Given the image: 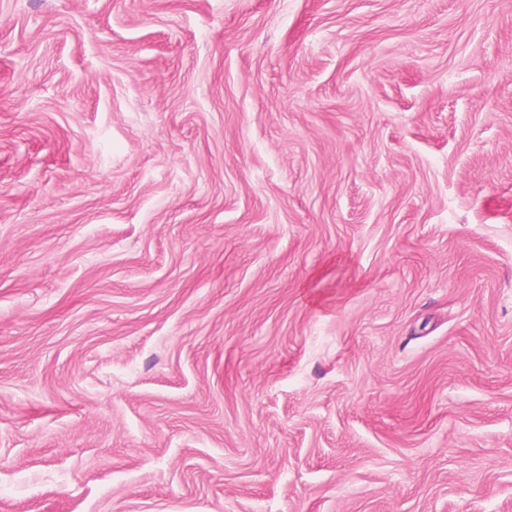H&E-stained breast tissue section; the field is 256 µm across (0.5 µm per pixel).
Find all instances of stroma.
<instances>
[{
  "mask_svg": "<svg viewBox=\"0 0 512 512\" xmlns=\"http://www.w3.org/2000/svg\"><path fill=\"white\" fill-rule=\"evenodd\" d=\"M0 512H512V0H0Z\"/></svg>",
  "mask_w": 512,
  "mask_h": 512,
  "instance_id": "obj_1",
  "label": "stroma"
}]
</instances>
